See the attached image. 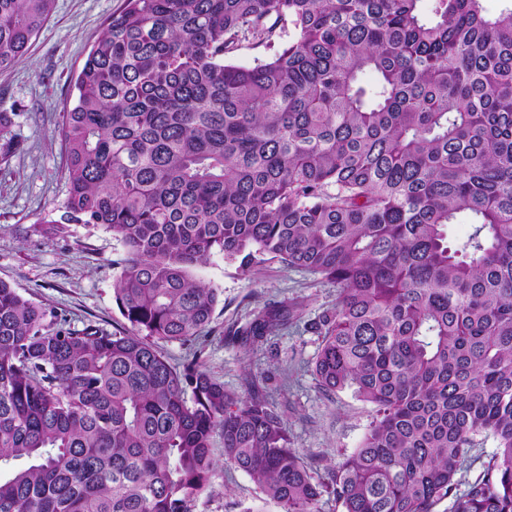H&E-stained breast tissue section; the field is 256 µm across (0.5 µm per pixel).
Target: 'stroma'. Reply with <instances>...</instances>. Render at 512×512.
Here are the masks:
<instances>
[{
    "mask_svg": "<svg viewBox=\"0 0 512 512\" xmlns=\"http://www.w3.org/2000/svg\"><path fill=\"white\" fill-rule=\"evenodd\" d=\"M123 0H56L53 13L28 51L0 71V280L46 312L50 322L74 330H126L112 288L127 257L109 232L64 218L66 156L58 125L73 81L108 18ZM215 288L219 302L197 343L163 342L176 367L195 360L200 369L245 394L247 379L264 386L288 430L290 445L331 481L337 464L359 447L373 418L370 404L352 392L326 393L314 362L321 348L316 326L335 305V285L307 271L266 259L251 270L212 254L191 270ZM294 301L299 314L259 344L235 332L256 311ZM217 471L194 512H283L266 499L249 475L215 447Z\"/></svg>",
    "mask_w": 512,
    "mask_h": 512,
    "instance_id": "35a3bbf8",
    "label": "stroma"
}]
</instances>
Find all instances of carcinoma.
<instances>
[{"mask_svg": "<svg viewBox=\"0 0 512 512\" xmlns=\"http://www.w3.org/2000/svg\"><path fill=\"white\" fill-rule=\"evenodd\" d=\"M123 0L59 127L66 220L127 248L131 329L71 330L0 280V512H193L213 451L284 512H512V2ZM55 0H0V70ZM292 40L251 68L238 43ZM374 82L366 85L362 75ZM470 224L460 245L448 225ZM269 255L336 285L314 372L373 408L316 479L260 393L180 368L218 303L190 269ZM257 312L258 343L295 316ZM491 437L482 476L457 475Z\"/></svg>", "mask_w": 512, "mask_h": 512, "instance_id": "cac0c4a2", "label": "carcinoma"}]
</instances>
